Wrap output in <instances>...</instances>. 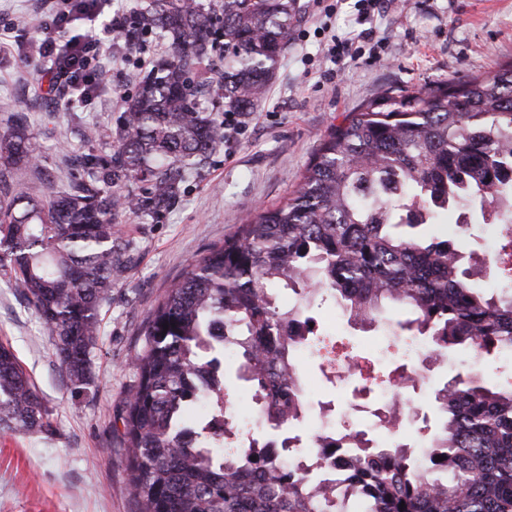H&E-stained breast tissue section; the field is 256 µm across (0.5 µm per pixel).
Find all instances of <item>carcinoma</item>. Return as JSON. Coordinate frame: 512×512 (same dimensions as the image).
<instances>
[{
  "mask_svg": "<svg viewBox=\"0 0 512 512\" xmlns=\"http://www.w3.org/2000/svg\"><path fill=\"white\" fill-rule=\"evenodd\" d=\"M297 0H146L122 18L114 53L143 36L167 38L168 54L126 101L112 151L73 158L66 188L35 196L14 169L41 147L27 115L0 101L11 125L0 135V269L46 327L71 385L89 384L101 304L126 270L121 214H159L186 174L224 144L223 123L197 107L211 94L248 112L273 77L298 15ZM224 52V70L213 63ZM499 204L500 240L483 258L468 248V222L452 238L430 225L462 205L486 217ZM368 329L399 304L402 340L425 341L427 371L464 349L478 363L512 357V64L450 82L389 109L350 113L322 140L294 189L255 208L245 223L194 260L151 312L133 364L136 383L120 420L129 487L139 512H512V384L482 368L432 390L436 425L422 418L415 448L383 434L336 427L349 470L320 482L282 460L307 446L310 416L293 359L298 343L321 351L328 334L300 323L316 301ZM250 384L252 414L268 437H251L232 415L224 354ZM357 399L417 389L408 364L390 371L362 358ZM207 406L224 419L227 452L204 446ZM51 416L18 358L0 344V429L41 433ZM444 457L441 462L435 456Z\"/></svg>",
  "mask_w": 512,
  "mask_h": 512,
  "instance_id": "carcinoma-1",
  "label": "carcinoma"
}]
</instances>
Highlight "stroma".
Wrapping results in <instances>:
<instances>
[{
	"mask_svg": "<svg viewBox=\"0 0 512 512\" xmlns=\"http://www.w3.org/2000/svg\"><path fill=\"white\" fill-rule=\"evenodd\" d=\"M39 0H0V99L18 102L43 153L15 176L42 195L70 178V159L84 150V126L102 135L124 112L144 74L141 59L167 48L159 35L124 59H109L97 98L59 104L40 73L44 60L13 43L48 31ZM383 39L380 58L360 59L333 78L307 74L286 47L275 76L242 133L192 169L175 203L160 215L131 213L118 226L128 267L101 309V337L91 382L76 391L36 314L0 273V342L12 347L52 414L51 433L0 432V512H138L130 492L123 431L114 425L136 380L132 360L144 342L148 316L188 265L222 241L254 207L293 190L321 140L345 117L371 102L400 100L450 81L489 74L512 62V0H392L372 21Z\"/></svg>",
	"mask_w": 512,
	"mask_h": 512,
	"instance_id": "obj_1",
	"label": "stroma"
}]
</instances>
